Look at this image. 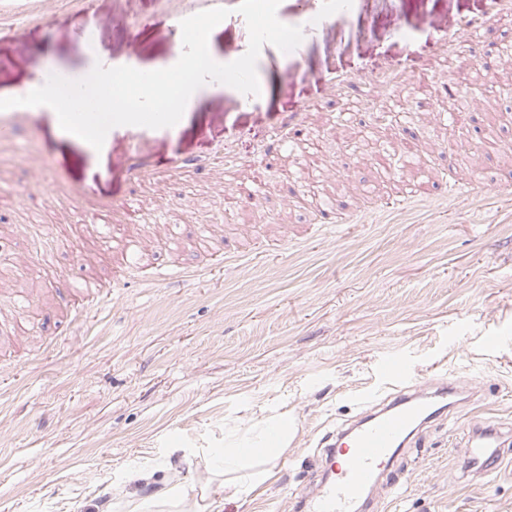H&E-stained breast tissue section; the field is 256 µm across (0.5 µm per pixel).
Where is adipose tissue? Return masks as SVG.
<instances>
[{"label": "adipose tissue", "mask_w": 512, "mask_h": 512, "mask_svg": "<svg viewBox=\"0 0 512 512\" xmlns=\"http://www.w3.org/2000/svg\"><path fill=\"white\" fill-rule=\"evenodd\" d=\"M295 434L286 415L267 416L240 437L225 441L216 462L224 489L236 499L251 495L270 475L271 462L287 450Z\"/></svg>", "instance_id": "obj_1"}]
</instances>
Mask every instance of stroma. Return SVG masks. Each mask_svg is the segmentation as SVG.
Segmentation results:
<instances>
[{
	"label": "stroma",
	"mask_w": 512,
	"mask_h": 512,
	"mask_svg": "<svg viewBox=\"0 0 512 512\" xmlns=\"http://www.w3.org/2000/svg\"><path fill=\"white\" fill-rule=\"evenodd\" d=\"M484 8L485 0H356L299 53L284 59L265 47L263 101L215 92L175 133L151 138L146 159L156 172L180 156L198 166L165 185L129 179L124 132L101 156L47 114L18 136L16 152L37 148L79 196L130 199L142 215L101 239L89 230L93 213L54 208L48 179L32 181L0 158V254L26 260L0 291V512H122L116 488L140 501L169 480L204 498L206 512H295L294 496L309 489L341 424L361 401L389 394L380 367L395 358L417 381L455 380L469 397L396 451L366 493L369 512H512V194L476 203L438 194L472 179L465 153L491 124L498 147L481 178H512L505 98L459 127H418V138L436 133L439 146L400 183L337 145L336 202L353 222L316 223L313 179L300 208L286 206L279 186L254 206L207 205L261 165L253 148L282 132V117L304 106L319 120L346 109L326 95L332 76L420 70L448 29ZM167 16L161 0H90L0 33V98L48 57L81 66L90 25L112 59H167ZM172 201L180 234L155 238L152 211ZM148 238L146 265L128 263L124 242ZM160 267L189 275L167 285L153 279ZM22 296L30 307L18 305ZM268 411L287 414L295 436L263 486L229 499L206 480L224 426ZM491 424L505 463L479 476L467 470L466 448ZM138 468L152 480L133 479Z\"/></svg>",
	"instance_id": "1"
}]
</instances>
